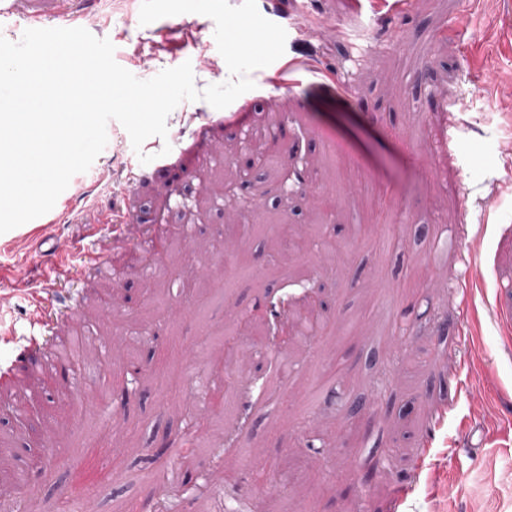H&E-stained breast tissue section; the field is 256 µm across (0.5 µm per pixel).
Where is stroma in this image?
Here are the masks:
<instances>
[{"mask_svg": "<svg viewBox=\"0 0 512 512\" xmlns=\"http://www.w3.org/2000/svg\"><path fill=\"white\" fill-rule=\"evenodd\" d=\"M0 36L16 42L28 14L51 26L68 15L115 47L140 79L190 63L197 89L230 74L215 23L182 14L141 25L109 0H10ZM281 25L284 60L317 72L276 89L278 64L223 109L181 102L166 137L134 151L118 121L87 172L48 213L0 234V390L35 384L32 401L66 423L19 428L0 401V435L18 430L0 506L34 495L42 512H512V0H257ZM457 33H449V25ZM170 153H163V146ZM152 155L141 163L139 153ZM336 205L314 222L322 191ZM191 225L206 258L170 266L149 253ZM456 226L459 247L428 259L414 239ZM101 263L84 264V249ZM71 251L56 279L41 264ZM140 250L133 266L114 255ZM165 277L146 275L145 265ZM469 279V293L459 288ZM310 291L328 323L288 376L267 381L268 350L245 339L244 382L211 369L202 348L262 315L281 280ZM178 293H163L165 281ZM124 306L98 359L66 380L37 383L35 363L70 348L99 311L103 289ZM43 297L39 343L24 348L33 295ZM463 324L465 341L450 330ZM146 336L138 359L116 342ZM162 357L147 388L123 396L135 367ZM210 387L229 385L230 415L247 383L267 386L237 438L188 453V428L210 417ZM414 409L402 418L400 409ZM259 452L237 468L239 449ZM109 466L114 480L85 478ZM288 472V485L277 475Z\"/></svg>", "mask_w": 512, "mask_h": 512, "instance_id": "35a3bbf8", "label": "stroma"}]
</instances>
